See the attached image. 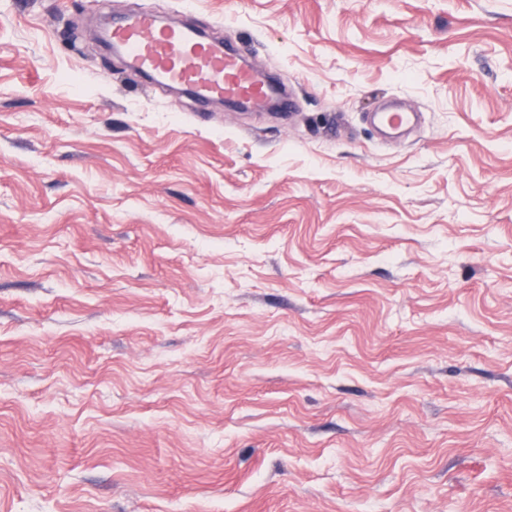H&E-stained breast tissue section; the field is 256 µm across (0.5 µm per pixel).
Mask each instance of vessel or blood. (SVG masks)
I'll return each instance as SVG.
<instances>
[{
	"mask_svg": "<svg viewBox=\"0 0 512 512\" xmlns=\"http://www.w3.org/2000/svg\"><path fill=\"white\" fill-rule=\"evenodd\" d=\"M110 38L124 50L131 69L164 85L190 87L202 101L245 99L253 106L289 105L283 87L272 88L260 74L243 69L221 41H206L192 29L160 25L155 14L137 11L112 21Z\"/></svg>",
	"mask_w": 512,
	"mask_h": 512,
	"instance_id": "b4317fda",
	"label": "vessel or blood"
}]
</instances>
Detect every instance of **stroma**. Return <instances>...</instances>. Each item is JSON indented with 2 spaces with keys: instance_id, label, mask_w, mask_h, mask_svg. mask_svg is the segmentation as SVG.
Segmentation results:
<instances>
[{
  "instance_id": "1",
  "label": "stroma",
  "mask_w": 512,
  "mask_h": 512,
  "mask_svg": "<svg viewBox=\"0 0 512 512\" xmlns=\"http://www.w3.org/2000/svg\"><path fill=\"white\" fill-rule=\"evenodd\" d=\"M0 512H512V0H0ZM110 39L124 50L128 66L164 85L189 86L197 99H247L265 107L270 98L288 108L285 89L271 90L260 74L243 69L222 41H206L192 29L162 26L151 11L124 13L112 20Z\"/></svg>"
}]
</instances>
